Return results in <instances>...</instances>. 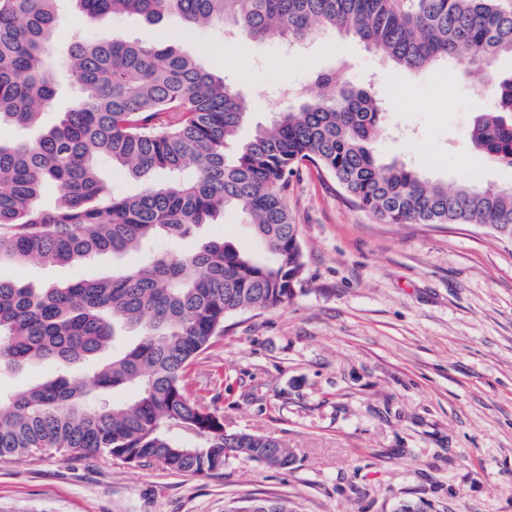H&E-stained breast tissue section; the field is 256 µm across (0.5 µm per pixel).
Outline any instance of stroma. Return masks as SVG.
I'll return each mask as SVG.
<instances>
[{"mask_svg": "<svg viewBox=\"0 0 512 512\" xmlns=\"http://www.w3.org/2000/svg\"><path fill=\"white\" fill-rule=\"evenodd\" d=\"M105 32L193 53L246 97L247 136L291 109L282 88L350 57L353 84L375 77L388 104L380 158L451 186H512V167L473 150L478 103L464 61L412 75L351 36L327 34L286 55L276 39L230 42L172 15L93 19L65 0L58 44ZM288 208L302 290L288 307L229 318L190 368L188 393L227 429L285 441L293 463L232 458L194 475L100 454L19 456L0 462V512H229L263 499L291 512H512V243L465 224L380 223L313 169L292 178ZM216 237L265 254L235 213L177 247ZM138 260L130 252L9 274L40 288Z\"/></svg>", "mask_w": 512, "mask_h": 512, "instance_id": "35a3bbf8", "label": "stroma"}]
</instances>
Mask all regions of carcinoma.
Listing matches in <instances>:
<instances>
[{
  "mask_svg": "<svg viewBox=\"0 0 512 512\" xmlns=\"http://www.w3.org/2000/svg\"><path fill=\"white\" fill-rule=\"evenodd\" d=\"M59 0H0V130L40 123L59 90L77 94L35 139L0 138V269L82 265L152 240L178 241L227 210L252 224L268 257L222 239L157 251L110 277L34 288L0 275V375L47 364L56 375L0 391V459L54 452L107 454L207 475L229 458L288 467L282 442L224 428L192 399L187 372L224 333L227 318L285 308L304 282L289 178L312 166L354 207L385 224H469L512 240V189L448 187L373 149L385 104L375 79L350 85L340 59L289 88L299 108L240 140L246 101L225 78L175 45L98 38L54 52ZM90 16L178 17L235 38L273 36L298 46L319 34L355 37L404 71L465 55L474 92L493 91L471 132L476 153L512 167V76L489 78L512 56V9L500 0H73ZM143 183L120 197L98 163ZM164 172L167 179L150 181ZM59 190L40 204L46 185ZM131 334L135 341L120 345ZM131 390L120 403L106 395Z\"/></svg>",
  "mask_w": 512,
  "mask_h": 512,
  "instance_id": "obj_1",
  "label": "carcinoma"
}]
</instances>
